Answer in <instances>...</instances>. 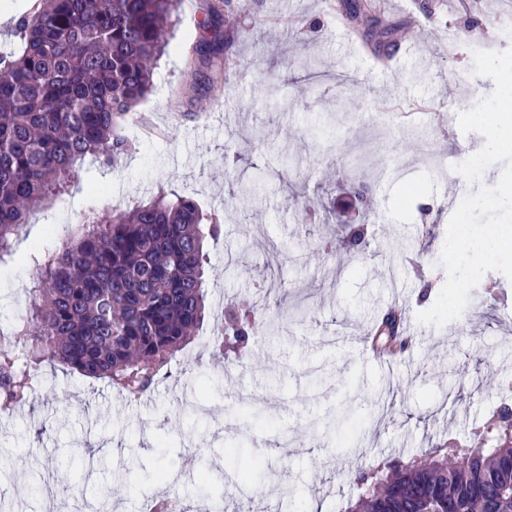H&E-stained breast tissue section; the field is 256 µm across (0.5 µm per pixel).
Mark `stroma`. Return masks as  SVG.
I'll return each instance as SVG.
<instances>
[{
  "instance_id": "stroma-1",
  "label": "stroma",
  "mask_w": 512,
  "mask_h": 512,
  "mask_svg": "<svg viewBox=\"0 0 512 512\" xmlns=\"http://www.w3.org/2000/svg\"><path fill=\"white\" fill-rule=\"evenodd\" d=\"M231 0L237 14L224 28L223 66L211 89L191 90L186 58L204 34L209 0H184L170 50L153 74V90L130 112V152L113 165L87 162L81 177L34 212L15 259L0 264V325L27 314L38 272L27 256L47 227L74 228L88 209L107 212L149 200L159 189L194 197L224 215V233L209 243L206 316L199 341L171 363L169 378L137 401L51 365L28 402L0 415V452L11 477L0 476V512H85L111 490L109 512H142L162 496L158 465L184 464L175 494L196 505L190 480L198 469L228 470L224 450L242 442L247 458L270 473L248 491L251 512H344L358 489L349 473L407 463L432 443H469L498 405L488 382L512 384V280L487 273L462 315L442 327L418 323L446 281L440 263L456 201L470 186L451 168L475 153V132L449 133V117L494 88L475 80L474 53L512 48L500 27L512 0ZM428 26L440 39L410 42ZM295 173L277 176L282 154ZM268 173L254 197L229 193L225 172ZM313 202L306 217L290 196ZM371 227L367 248L338 262L316 257L314 243ZM282 265L269 272V243ZM432 282L428 300L422 283ZM285 287L304 318L288 317L250 341L246 367L200 356L217 300ZM392 307L405 308L416 337L406 366L387 371L359 355L346 337L369 328ZM267 403L273 426L250 430L232 411ZM395 402L385 424L374 405ZM352 416L331 429L340 408ZM74 448L94 449L95 478L74 482ZM295 488V497L281 487Z\"/></svg>"
}]
</instances>
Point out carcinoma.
I'll list each match as a JSON object with an SVG mask.
<instances>
[{"label":"carcinoma","mask_w":512,"mask_h":512,"mask_svg":"<svg viewBox=\"0 0 512 512\" xmlns=\"http://www.w3.org/2000/svg\"><path fill=\"white\" fill-rule=\"evenodd\" d=\"M182 0H38L20 15L18 41L0 51V259L34 210L79 178L85 159L129 150L123 119L152 89ZM228 0L210 8L211 35L192 52L198 79L224 53ZM266 177L228 175L236 195ZM219 217L160 189L150 201L103 217L85 213L59 246L34 247L39 269L28 315L0 346V411L40 385L46 362L104 380L130 400L158 383L196 339L205 313L207 240ZM258 328L255 308L230 310L208 339L214 355L241 360ZM480 427V447L428 449L423 462L352 473L346 512H512V385Z\"/></svg>","instance_id":"obj_1"}]
</instances>
